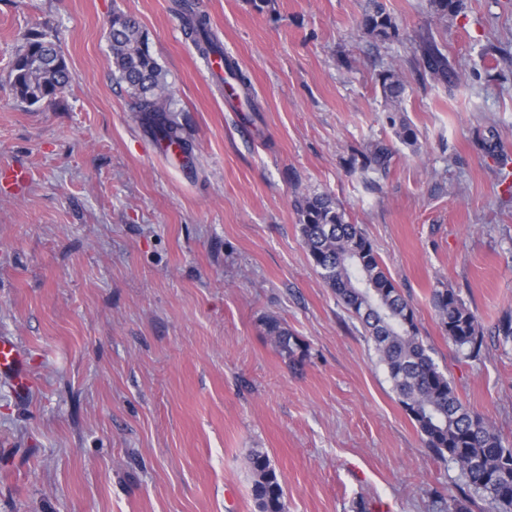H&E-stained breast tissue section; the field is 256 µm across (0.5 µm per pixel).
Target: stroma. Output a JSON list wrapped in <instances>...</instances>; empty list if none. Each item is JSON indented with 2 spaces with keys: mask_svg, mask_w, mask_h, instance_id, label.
<instances>
[{
  "mask_svg": "<svg viewBox=\"0 0 512 512\" xmlns=\"http://www.w3.org/2000/svg\"><path fill=\"white\" fill-rule=\"evenodd\" d=\"M369 0H193L252 81L255 111L184 32L180 0H0V336L26 395L0 378V512H257L251 449L288 512H439L458 471L436 461L358 320L304 247L295 201L326 194L360 225L415 309L461 402L512 446V0H465L443 27L426 0H381L399 28L361 30ZM138 20L166 73L191 153H166L112 67L113 12ZM57 33L74 76L36 105L9 81L25 33ZM432 33L467 85L419 62ZM400 66L401 142L379 77ZM383 142L365 179L348 164ZM459 292L486 330L477 358L444 335L432 291ZM309 355L290 368L264 329ZM360 156L358 168L364 174L368 172H376L379 169L384 170L391 158V152L386 145L381 142L372 144L369 149L360 151L357 157ZM267 335L271 337L280 354L295 364L308 357V348L297 336H294L282 322L276 318H268L264 322ZM0 375L11 381L18 394L26 393L30 385L28 364L14 340L8 337H0Z\"/></svg>",
  "mask_w": 512,
  "mask_h": 512,
  "instance_id": "1",
  "label": "stroma"
}]
</instances>
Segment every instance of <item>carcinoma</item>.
<instances>
[{
  "mask_svg": "<svg viewBox=\"0 0 512 512\" xmlns=\"http://www.w3.org/2000/svg\"><path fill=\"white\" fill-rule=\"evenodd\" d=\"M432 13L447 23L464 8L465 0H427ZM188 35L202 56L224 57L211 34L208 18L183 0ZM362 29L377 42L399 39L400 30L378 0L366 10ZM117 78L125 83L136 111L153 127L158 138L183 151L191 149L184 128L171 115L172 100L165 94V74L154 57L148 38L137 20L121 12L112 14L108 32ZM423 67L436 82L453 90L462 77L454 70L435 40L418 35ZM231 88H251L247 72L225 62ZM12 86L29 105L52 99L70 86L73 77L51 32H33L11 69ZM380 85L391 112L386 122L405 144H417V135L398 116L406 85L397 69L381 73ZM358 168L364 174L388 166L391 152L377 142L359 152ZM300 231L308 256L322 282L337 300L360 321L385 366L398 402L415 422L426 447L443 463L456 467L462 479L458 494L448 499L447 512H471L476 500L488 504V512H512V447L505 446L493 426L480 414L467 410L448 376L420 336L413 306L383 268L371 242L359 225L328 195H309L297 202ZM432 302L448 341L469 358L480 355L484 330L475 313L452 288L432 290ZM280 354L295 364L308 357V348L282 322H264ZM249 463L253 474L252 496L258 512H286L284 491L266 453L253 449Z\"/></svg>",
  "mask_w": 512,
  "mask_h": 512,
  "instance_id": "cac0c4a2",
  "label": "carcinoma"
}]
</instances>
